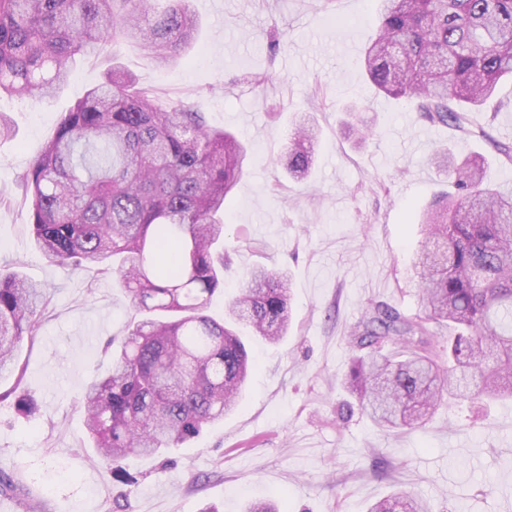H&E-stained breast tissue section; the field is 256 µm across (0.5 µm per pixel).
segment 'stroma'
<instances>
[{
	"mask_svg": "<svg viewBox=\"0 0 512 512\" xmlns=\"http://www.w3.org/2000/svg\"><path fill=\"white\" fill-rule=\"evenodd\" d=\"M379 0H191L200 30L168 68L132 44L113 57L85 56L48 101L1 96L13 126L0 138V265L44 285L48 317L19 347L21 378L37 412L0 402V471L24 485L0 495V512H223L272 499L278 512H367L403 490L433 512H512V400L481 409L441 406L424 429L400 433L346 413V336L370 301L420 309L415 253L420 213L451 186L430 158L486 157L487 183L512 186V164L494 142L512 143V79L473 112L490 140L432 123L401 99L376 93L362 66ZM284 35L270 51L272 32ZM119 68L155 89L161 104H193L211 128L233 134L251 157L224 203V287L214 317L264 265L290 278L293 321L277 344L256 338L255 365L239 408L187 447L129 459L123 471L89 462L80 397L111 366L108 341L127 333L133 311L111 278L48 262L31 242L19 183L63 112ZM269 81L256 86L252 77ZM363 106L370 128L357 141L345 107ZM319 127L310 177H288L277 159L298 116Z\"/></svg>",
	"mask_w": 512,
	"mask_h": 512,
	"instance_id": "stroma-1",
	"label": "stroma"
}]
</instances>
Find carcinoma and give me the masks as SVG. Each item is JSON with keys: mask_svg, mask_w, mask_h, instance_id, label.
I'll list each match as a JSON object with an SVG mask.
<instances>
[{"mask_svg": "<svg viewBox=\"0 0 512 512\" xmlns=\"http://www.w3.org/2000/svg\"><path fill=\"white\" fill-rule=\"evenodd\" d=\"M0 0V96L51 98L77 57L126 42L158 64L195 39L188 0ZM363 66L375 90L403 97L433 122L488 138L467 112L512 77V0H382ZM316 121L300 116L288 173L308 176ZM248 149L212 129L198 108L162 106L153 89L118 69L64 113L22 177L34 247L72 270L116 277L139 319L117 344L112 370L82 395L84 427L115 471L134 455L181 448L239 402L250 370L240 324L278 342L288 331L287 276L251 269L224 316L208 314L224 286V201ZM437 167L456 192L424 213L419 251L422 308L413 315L368 306L347 336L344 383L359 410L387 431L424 427L445 400L512 398V193L484 184L486 159ZM41 287L0 272V378L45 317ZM448 327V365L438 328ZM368 512H431L393 493Z\"/></svg>", "mask_w": 512, "mask_h": 512, "instance_id": "cac0c4a2", "label": "carcinoma"}]
</instances>
